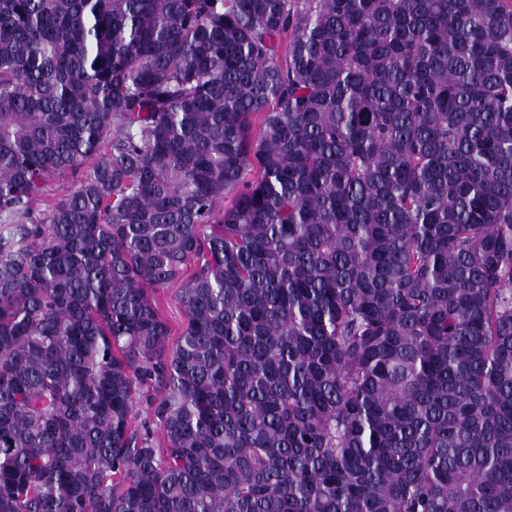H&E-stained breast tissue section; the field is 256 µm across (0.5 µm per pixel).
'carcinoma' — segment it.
I'll return each mask as SVG.
<instances>
[{
  "label": "carcinoma",
  "mask_w": 512,
  "mask_h": 512,
  "mask_svg": "<svg viewBox=\"0 0 512 512\" xmlns=\"http://www.w3.org/2000/svg\"><path fill=\"white\" fill-rule=\"evenodd\" d=\"M0 512H512V0H0ZM179 288L180 283L174 282L165 288H160L157 292L161 314L167 320L171 330L170 345L176 343L185 326V318L176 299Z\"/></svg>",
  "instance_id": "carcinoma-1"
}]
</instances>
